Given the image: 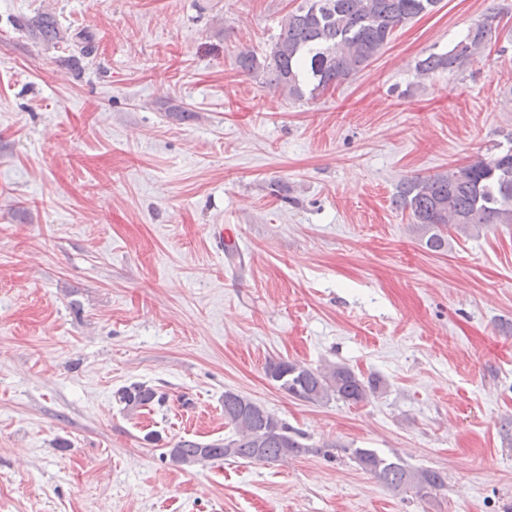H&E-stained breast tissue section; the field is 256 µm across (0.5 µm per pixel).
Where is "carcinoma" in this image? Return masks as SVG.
I'll return each mask as SVG.
<instances>
[{
    "label": "carcinoma",
    "mask_w": 512,
    "mask_h": 512,
    "mask_svg": "<svg viewBox=\"0 0 512 512\" xmlns=\"http://www.w3.org/2000/svg\"><path fill=\"white\" fill-rule=\"evenodd\" d=\"M439 0H302L280 21L269 50L262 54L244 49L236 56L239 70L279 90L295 101L314 99L366 68L390 42L396 27L431 12ZM47 42L67 40L55 20L42 15L30 22ZM492 26L474 23L466 37L445 52L418 61L417 74L450 73L464 69L491 44ZM393 205L408 212L411 231L433 253L448 250L451 234L470 236L490 224H512V147L494 157H475L448 171L416 176L399 184ZM266 374L288 396L322 403L333 398L358 404L381 391L380 378H364L349 367L330 364L320 368L291 361L268 363ZM123 409L135 412L162 405L165 395L134 382L116 390ZM224 421L233 435L210 443L180 440L162 453L170 461L190 465L216 460L270 463L311 452L303 435L288 427L252 399L231 390L224 392ZM353 458L385 486L411 489L425 499L444 486L435 470H411L367 448H356Z\"/></svg>",
    "instance_id": "obj_1"
}]
</instances>
